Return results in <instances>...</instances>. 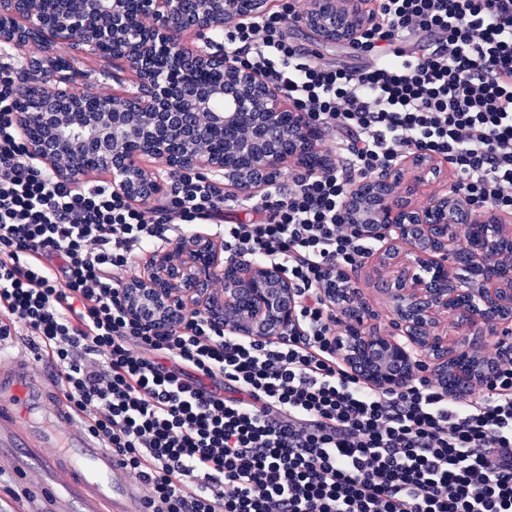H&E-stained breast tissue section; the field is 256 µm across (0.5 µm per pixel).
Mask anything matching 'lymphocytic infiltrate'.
<instances>
[{"label": "lymphocytic infiltrate", "mask_w": 512, "mask_h": 512, "mask_svg": "<svg viewBox=\"0 0 512 512\" xmlns=\"http://www.w3.org/2000/svg\"><path fill=\"white\" fill-rule=\"evenodd\" d=\"M305 11L284 0L225 30L224 47L329 133L333 160L241 201L198 173L174 174L150 208L59 180L17 136L0 70V341L25 326L150 512H512V358L493 356L476 397L445 392L424 361L374 388L337 357L322 293L372 252L344 200L409 156L442 158L450 192L512 213V0H378L355 67L289 41ZM239 201L257 217L225 225L224 259L278 265L299 331L233 336L194 309L170 333L129 318L120 292L139 258Z\"/></svg>", "instance_id": "lymphocytic-infiltrate-1"}]
</instances>
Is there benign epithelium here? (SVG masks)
Instances as JSON below:
<instances>
[{"instance_id":"benign-epithelium-1","label":"benign epithelium","mask_w":512,"mask_h":512,"mask_svg":"<svg viewBox=\"0 0 512 512\" xmlns=\"http://www.w3.org/2000/svg\"><path fill=\"white\" fill-rule=\"evenodd\" d=\"M272 9V0H0V41L44 49L18 90L23 105L15 129L28 154L48 167L68 158L56 174L70 183L105 175L134 205L168 192L146 157L162 156L176 171L222 170L240 192L276 180L287 163L306 164L317 151L315 123L285 107L276 85L224 47L182 41L186 31L201 37ZM369 19L367 0H311L302 23L321 40L352 41ZM58 42L124 61L136 75L133 88L88 107L91 95L77 87V74L48 54ZM194 71L223 78L204 83ZM211 135L221 139V149L210 148ZM401 166L421 180L439 172L433 157H409ZM392 179L361 182L344 206L361 236L385 239L378 264L393 302L391 330L385 336L367 331L369 312L357 291L329 288L325 297L349 318L336 352L379 389L403 385L410 367L427 359L443 381L451 370L456 387L470 390L480 382L466 365L479 350L470 328L500 336V354L512 355V289L500 287L512 282V261L490 255L497 241L512 242V225L494 208L473 217L468 200L456 194L420 203L379 190ZM470 224L482 225L485 247L467 264L450 259L455 233ZM219 278L222 296L209 288ZM299 303L294 283L278 266L253 260L226 265L223 248L198 234L156 250L148 273L122 288L126 315L160 332L193 308L228 334L271 338L297 327ZM448 311L462 331L451 343L434 332Z\"/></svg>"}]
</instances>
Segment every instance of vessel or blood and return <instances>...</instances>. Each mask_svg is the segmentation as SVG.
<instances>
[{"mask_svg": "<svg viewBox=\"0 0 512 512\" xmlns=\"http://www.w3.org/2000/svg\"><path fill=\"white\" fill-rule=\"evenodd\" d=\"M61 485L46 512H148L147 490L103 448L53 381L31 362L0 355V466Z\"/></svg>", "mask_w": 512, "mask_h": 512, "instance_id": "1", "label": "vessel or blood"}]
</instances>
